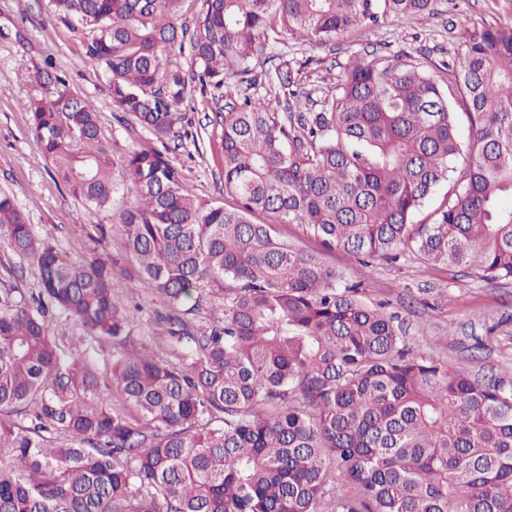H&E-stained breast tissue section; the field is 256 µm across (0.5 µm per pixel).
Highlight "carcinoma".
<instances>
[{"mask_svg":"<svg viewBox=\"0 0 512 512\" xmlns=\"http://www.w3.org/2000/svg\"><path fill=\"white\" fill-rule=\"evenodd\" d=\"M183 0H51L85 28V58L112 106L163 141L192 84L217 101L224 75L295 38L322 45L436 0H204L183 49ZM33 130L53 172L87 206L123 211L125 246L169 304L172 363L127 348L141 308L112 265L41 241L0 195V238L28 256L38 294L0 295V512H512V379L472 377L415 353L394 317L364 304L278 226L325 250L512 279V26L470 34L437 79L408 56H354L309 112L244 96L219 113L224 192L205 206L153 147L116 158L96 112L46 74ZM462 107L472 133L459 134ZM469 164L452 178L460 154ZM448 185L430 222L415 217ZM224 285L198 328L195 294ZM59 311L112 344L101 372L66 353ZM342 477L344 486L336 485Z\"/></svg>","mask_w":512,"mask_h":512,"instance_id":"cac0c4a2","label":"carcinoma"}]
</instances>
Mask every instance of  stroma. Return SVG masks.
Returning a JSON list of instances; mask_svg holds the SVG:
<instances>
[{
  "label": "stroma",
  "mask_w": 512,
  "mask_h": 512,
  "mask_svg": "<svg viewBox=\"0 0 512 512\" xmlns=\"http://www.w3.org/2000/svg\"><path fill=\"white\" fill-rule=\"evenodd\" d=\"M512 23V0H437L433 15L388 20L352 31L326 46L288 41L263 49L251 63L252 84L226 75L224 99L240 94L277 99L269 82L275 68H290L298 88L316 101L340 79L353 55H414L425 52L424 67L436 72L474 29ZM85 36L53 12L50 0H0V193L13 196L36 235L79 259L94 253L112 262L118 280L134 288L143 307L129 325V348L159 357L168 352L160 338L170 308L142 282L128 259L121 237V202L110 211L96 210L77 199L53 174L37 141L29 112L31 98L52 92L42 75H62L72 91L98 114L114 155L159 147L183 176L185 190L206 204H231L224 192V173L213 144L220 134L217 107L199 89H191L179 110L184 135L157 143L146 130L112 106L102 68L84 59ZM323 262L344 282L361 283L362 298L398 317L401 333L416 352L442 356L457 369L478 377L512 375V281L487 282L432 268L415 255L362 266L350 254L326 251ZM37 292L38 270L32 259L13 253L0 240V291Z\"/></svg>",
  "instance_id": "stroma-1"
}]
</instances>
